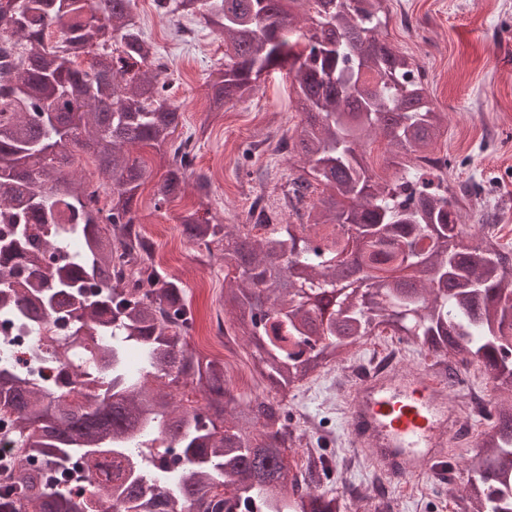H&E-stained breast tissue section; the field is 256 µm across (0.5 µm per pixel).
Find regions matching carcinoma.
I'll use <instances>...</instances> for the list:
<instances>
[{
    "label": "carcinoma",
    "mask_w": 512,
    "mask_h": 512,
    "mask_svg": "<svg viewBox=\"0 0 512 512\" xmlns=\"http://www.w3.org/2000/svg\"><path fill=\"white\" fill-rule=\"evenodd\" d=\"M132 0H0V319L37 335L39 365L0 366V409L14 415L25 461L0 484V512H340L318 491L327 469L294 471L285 398L233 393L224 363L186 336L196 319L186 284L156 260L136 198L151 176L130 162L149 145L168 159L158 189L183 190L197 142L178 132L168 63L133 20ZM154 0L164 14L200 15L230 49L208 83V110L254 90L275 69L294 74L304 114L292 150L310 167L288 180V207L319 242L277 228L260 241L215 222L210 177L182 235L220 251L234 336L256 348L253 370L284 394L382 328L512 393V251L490 225L461 224L463 197L429 153L446 116L421 67L381 39V0ZM58 31L55 40L47 38ZM97 54L77 62L88 44ZM378 132L413 156L385 185L363 147ZM92 153L108 208L64 164ZM323 197L302 210L312 181ZM357 251L370 273L342 283L336 259ZM408 320L397 326V319ZM141 360L139 378L127 354ZM56 378L41 379L45 361ZM191 385L207 406H183L153 381ZM454 512H512V406H494ZM168 447L146 457L144 442ZM112 472L85 496L52 476L77 457Z\"/></svg>",
    "instance_id": "cac0c4a2"
}]
</instances>
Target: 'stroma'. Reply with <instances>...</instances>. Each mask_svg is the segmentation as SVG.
<instances>
[{"mask_svg": "<svg viewBox=\"0 0 512 512\" xmlns=\"http://www.w3.org/2000/svg\"><path fill=\"white\" fill-rule=\"evenodd\" d=\"M386 6L383 39L425 70L433 103L446 115L434 154L449 159V182L471 189L461 207L463 223L494 217L501 243H512V6L505 0H386ZM133 16L170 62L174 81L169 94L182 112L179 130L198 136L193 169L212 178V213L224 224L250 223L251 207L260 196L277 223H296L283 200L289 176L298 172L282 149L301 120L290 101L292 76L284 69L263 74L249 97L226 106L223 118L208 120L204 92L210 75L224 65L223 35L199 17L179 20L158 14L153 0H136ZM181 24L195 28L194 39L178 35ZM135 154L152 172L138 202L140 222L168 269L187 282L196 316L190 341L201 344L212 324L226 316L223 262L183 240L182 200L155 209L154 190L163 170L154 150L141 147ZM391 345L399 367L424 363L419 347L394 345L386 338L369 339L346 361L373 363ZM288 409L321 425L333 470L321 486L342 494V512H375L374 501L364 494L372 463L348 449V383L340 372L321 368L289 392ZM469 475L460 465L448 483L435 473L405 488L391 480L386 487L398 502L397 512H433V503L449 501Z\"/></svg>", "mask_w": 512, "mask_h": 512, "instance_id": "obj_1", "label": "stroma"}]
</instances>
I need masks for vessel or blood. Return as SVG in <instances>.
Here are the masks:
<instances>
[{
  "mask_svg": "<svg viewBox=\"0 0 512 512\" xmlns=\"http://www.w3.org/2000/svg\"><path fill=\"white\" fill-rule=\"evenodd\" d=\"M446 401V383L415 368L376 377L351 392L350 445L389 461V474L402 484L434 472L452 435L446 418L437 415Z\"/></svg>",
  "mask_w": 512,
  "mask_h": 512,
  "instance_id": "b4317fda",
  "label": "vessel or blood"
}]
</instances>
